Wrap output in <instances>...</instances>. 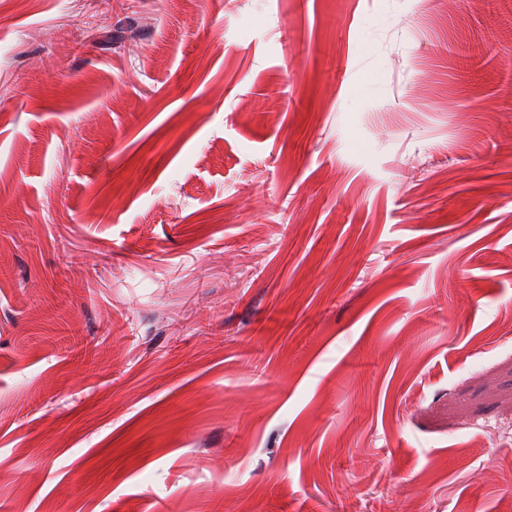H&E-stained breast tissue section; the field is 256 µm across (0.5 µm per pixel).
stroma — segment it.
<instances>
[{
  "instance_id": "stroma-1",
  "label": "stroma",
  "mask_w": 512,
  "mask_h": 512,
  "mask_svg": "<svg viewBox=\"0 0 512 512\" xmlns=\"http://www.w3.org/2000/svg\"><path fill=\"white\" fill-rule=\"evenodd\" d=\"M31 2L0 512H500L512 0Z\"/></svg>"
}]
</instances>
